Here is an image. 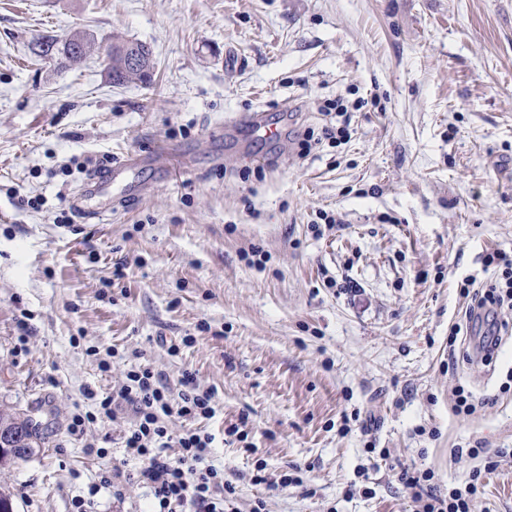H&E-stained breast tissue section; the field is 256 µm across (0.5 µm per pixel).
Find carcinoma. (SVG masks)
Returning a JSON list of instances; mask_svg holds the SVG:
<instances>
[{"label": "carcinoma", "mask_w": 512, "mask_h": 512, "mask_svg": "<svg viewBox=\"0 0 512 512\" xmlns=\"http://www.w3.org/2000/svg\"><path fill=\"white\" fill-rule=\"evenodd\" d=\"M37 55L47 56L54 52V58L61 69H69L89 56L96 55L103 60L107 77L115 85H123L133 80L146 83L151 79L149 72L128 71L123 65V57L112 47L105 49L97 45L96 40L85 31L75 30L63 38L46 35L36 43ZM0 427L18 435L16 443L25 449L18 454H6L0 457V465L26 461L34 455L35 449L42 444L38 428L26 414L0 412Z\"/></svg>", "instance_id": "obj_1"}]
</instances>
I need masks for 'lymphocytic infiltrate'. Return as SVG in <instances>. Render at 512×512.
Segmentation results:
<instances>
[{"instance_id": "f902f5d3", "label": "lymphocytic infiltrate", "mask_w": 512, "mask_h": 512, "mask_svg": "<svg viewBox=\"0 0 512 512\" xmlns=\"http://www.w3.org/2000/svg\"><path fill=\"white\" fill-rule=\"evenodd\" d=\"M484 264L498 268L500 278L481 286L474 279H466L461 292L469 300L468 322L484 328L472 355L488 364L499 347L501 331L508 328L506 322L500 321L499 312L512 307V254L489 253ZM86 396L95 399L96 409L74 413L72 430L113 419L123 410L132 413L133 422L123 434V444L128 455L140 461L138 479L150 487L158 512H227L235 489L225 483L223 472L209 461L213 436L194 426L195 421L214 416L213 395L199 390L192 374H184L182 388L174 394L159 372L149 364L139 363L127 370L118 388L99 396L90 390ZM174 417L186 423L176 435L168 427ZM511 453L501 448L483 456L482 469L474 470L470 482L462 488L441 490L432 471L417 467L402 468L398 479L420 503L421 512H471L483 472L496 469L499 459Z\"/></svg>"}]
</instances>
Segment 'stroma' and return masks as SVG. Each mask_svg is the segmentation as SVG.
Listing matches in <instances>:
<instances>
[{"instance_id": "stroma-1", "label": "stroma", "mask_w": 512, "mask_h": 512, "mask_svg": "<svg viewBox=\"0 0 512 512\" xmlns=\"http://www.w3.org/2000/svg\"><path fill=\"white\" fill-rule=\"evenodd\" d=\"M75 27L146 44L151 82L33 54ZM343 122L346 141L300 156L305 130ZM131 153L139 196L55 223L79 162ZM496 250L512 252V0H0V409L45 439L0 469L14 512H71L123 457L128 412L70 424L138 351L171 390L188 372L213 391L196 426L238 512H418L391 463L445 490L469 481L470 449L512 448V334L490 365L448 364L461 283L495 278ZM460 385L473 415L452 409ZM260 465L301 483L254 484ZM138 468L90 512H152ZM473 512H512V460Z\"/></svg>"}]
</instances>
